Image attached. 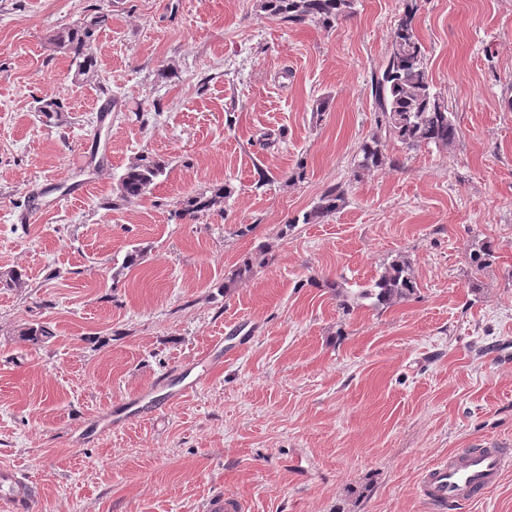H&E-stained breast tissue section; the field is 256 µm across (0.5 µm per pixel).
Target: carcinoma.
Listing matches in <instances>:
<instances>
[{"label":"carcinoma","mask_w":512,"mask_h":512,"mask_svg":"<svg viewBox=\"0 0 512 512\" xmlns=\"http://www.w3.org/2000/svg\"><path fill=\"white\" fill-rule=\"evenodd\" d=\"M355 0H259L262 11L284 22L302 25L317 24L332 27L340 18L352 13ZM104 22L94 16L79 28L59 33L50 43L59 50L73 55L72 80L83 81L95 73L96 58L90 42L93 27ZM372 93L379 112L381 125L386 133L400 142L407 150L433 144L446 147L457 135L454 115L448 102L438 92L427 69L425 49L416 34L414 15L407 13L394 32L391 52L372 81ZM360 167L368 169L383 163L381 142L374 140L360 147ZM165 173V165L145 158L129 166L120 177L117 200L142 198L151 190L155 181ZM230 193L221 186L211 195L200 194L179 202L180 217H195L222 203ZM344 201V191L329 189L309 212L303 216L306 224H319L336 212ZM494 258L492 246L483 242L473 248V263L482 268ZM410 261L400 255L380 273L373 285L362 296L373 300V305L391 306L415 292ZM21 336L34 345H42L53 338V331L43 324H31L21 330Z\"/></svg>","instance_id":"carcinoma-1"}]
</instances>
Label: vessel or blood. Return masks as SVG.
Returning a JSON list of instances; mask_svg holds the SVG:
<instances>
[{
  "mask_svg": "<svg viewBox=\"0 0 512 512\" xmlns=\"http://www.w3.org/2000/svg\"><path fill=\"white\" fill-rule=\"evenodd\" d=\"M512 470V453L489 444L449 454L426 467L419 478V494L430 512L481 499ZM25 475L10 470L0 474V512H30L32 500L23 491Z\"/></svg>",
  "mask_w": 512,
  "mask_h": 512,
  "instance_id": "b4317fda",
  "label": "vessel or blood"
}]
</instances>
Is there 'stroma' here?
I'll return each instance as SVG.
<instances>
[{
	"mask_svg": "<svg viewBox=\"0 0 512 512\" xmlns=\"http://www.w3.org/2000/svg\"><path fill=\"white\" fill-rule=\"evenodd\" d=\"M410 6L447 147L406 150L378 122L372 79ZM97 15L96 73L71 82L49 39ZM376 136L383 164L359 168ZM143 157L165 174L113 206ZM220 185L222 206L178 217ZM332 187L336 213L304 223ZM252 253L264 264L231 280ZM398 255L416 291L374 307L360 292ZM9 270L25 285L0 286V470L29 476L34 512H203L215 495L428 512L425 467L512 449V0H356L331 28L257 0H0ZM35 323L48 343L20 337Z\"/></svg>",
	"mask_w": 512,
	"mask_h": 512,
	"instance_id": "1",
	"label": "stroma"
}]
</instances>
